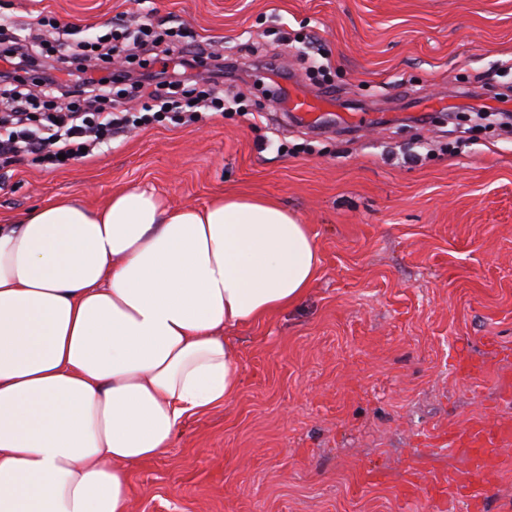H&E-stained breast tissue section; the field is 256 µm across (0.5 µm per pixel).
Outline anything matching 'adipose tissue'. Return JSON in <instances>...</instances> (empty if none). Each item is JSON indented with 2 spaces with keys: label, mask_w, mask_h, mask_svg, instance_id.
Wrapping results in <instances>:
<instances>
[{
  "label": "adipose tissue",
  "mask_w": 512,
  "mask_h": 512,
  "mask_svg": "<svg viewBox=\"0 0 512 512\" xmlns=\"http://www.w3.org/2000/svg\"><path fill=\"white\" fill-rule=\"evenodd\" d=\"M319 264L260 197L134 189L0 224V512H130L131 467L236 393L225 329L296 305Z\"/></svg>",
  "instance_id": "adipose-tissue-1"
}]
</instances>
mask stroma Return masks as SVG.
Wrapping results in <instances>:
<instances>
[{"label":"stroma","mask_w":512,"mask_h":512,"mask_svg":"<svg viewBox=\"0 0 512 512\" xmlns=\"http://www.w3.org/2000/svg\"><path fill=\"white\" fill-rule=\"evenodd\" d=\"M157 32L222 47L243 112L174 113L58 170L0 169V222L73 196L103 207L135 187L174 207L218 195L279 201L320 266L306 296L231 329L236 394L187 417L132 467L131 512H444L433 482L452 433L512 425V0H151ZM139 0H0L28 35L54 15L93 38ZM315 36L334 112L316 131L278 97L319 93L293 53ZM366 123L336 128L349 111ZM482 490L512 512V446ZM421 487L412 503L408 475Z\"/></svg>","instance_id":"stroma-1"}]
</instances>
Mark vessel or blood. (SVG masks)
Wrapping results in <instances>:
<instances>
[{
	"label": "vessel or blood",
	"instance_id": "b4317fda",
	"mask_svg": "<svg viewBox=\"0 0 512 512\" xmlns=\"http://www.w3.org/2000/svg\"><path fill=\"white\" fill-rule=\"evenodd\" d=\"M326 104V99L310 93L300 92L288 97L289 111L304 117L323 111ZM451 445L460 456L463 472L449 476L439 486L437 495L443 500L468 499L473 512H479L478 490L497 475L502 464L500 450L512 445V427L503 425L490 430L477 423L469 430L455 434Z\"/></svg>",
	"mask_w": 512,
	"mask_h": 512
}]
</instances>
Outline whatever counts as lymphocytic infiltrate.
<instances>
[{
  "mask_svg": "<svg viewBox=\"0 0 512 512\" xmlns=\"http://www.w3.org/2000/svg\"><path fill=\"white\" fill-rule=\"evenodd\" d=\"M41 40L16 38L0 31V87L13 102L12 115L0 118V167L16 162L22 155L40 154L47 165L81 157L83 150L112 142L114 130L136 125L138 116L126 109L106 108L112 87L124 85L128 97L149 93L152 112H178L185 121L196 118L199 109L223 111L224 99L212 86L213 78L224 73L223 55L210 44L197 41L181 45L178 39L156 36L149 21L137 28L110 30L107 39L67 42L66 29L55 18L43 17ZM130 45L148 61L157 62L180 54L182 68L208 65V79L194 83L158 80L154 75H133L118 70L99 76L96 61L109 60L117 45ZM68 64L66 78L55 73V62ZM41 101L44 112L38 124L26 123L28 105Z\"/></svg>",
  "mask_w": 512,
  "mask_h": 512,
  "instance_id": "obj_1",
  "label": "lymphocytic infiltrate"
}]
</instances>
